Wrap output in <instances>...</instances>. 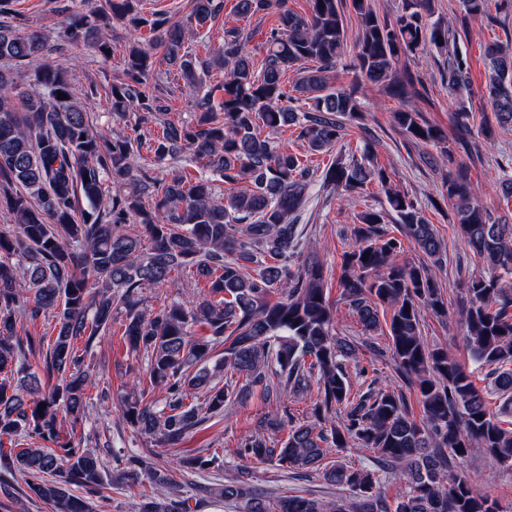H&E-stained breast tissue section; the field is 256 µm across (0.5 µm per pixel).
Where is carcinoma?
<instances>
[{
	"label": "carcinoma",
	"instance_id": "obj_1",
	"mask_svg": "<svg viewBox=\"0 0 512 512\" xmlns=\"http://www.w3.org/2000/svg\"><path fill=\"white\" fill-rule=\"evenodd\" d=\"M192 2L189 22L197 28L223 7L221 0ZM287 2L236 0L240 18L277 17L258 61L235 27L224 29L223 45L209 61H198L184 51L188 28L162 14L145 15L137 0H102L93 11L69 16L66 41L91 46L102 57L110 55V45L100 36L101 23L125 20L132 27L123 69L106 92L119 115L165 114L151 82L152 50L178 64L195 120H165L158 135L137 122L116 137L95 133L69 75L44 62L48 40L0 23V61L32 65L34 86L18 109L13 73L0 70V210L13 221L0 227V494L11 496L21 480L53 512H99L90 497L108 501L104 490L121 491L143 477L156 493L143 497L138 512H191L171 470L130 455L106 483L100 449L63 435L59 410L75 422L86 418L95 381L85 357L121 306L127 348L146 355L150 385L165 390L158 405L134 384L122 408L131 428L173 449L205 415L223 412L253 387L277 401L290 391L311 390L305 417L285 409L256 422L235 454L319 472L350 493L334 501L289 495L270 502L241 471L218 486L194 487L199 499L236 501L242 512H500L490 493L455 468L476 448L512 467V427H503L512 418V290L503 287L512 279V224L479 202L443 128L415 110L392 113L402 135L438 150L431 166L448 165L442 196L452 203L464 243L489 269V276L463 282L457 316L473 362L490 367L495 387L506 394L492 411L471 371L422 335L424 314L445 316L448 308L435 274L447 248L420 202L390 186L370 142L361 161L347 162L339 153L324 173L323 185L339 193H358L371 183L385 192L389 210L360 214L354 243L341 256L339 286L366 334L385 326L396 374L421 403L417 420L400 392L371 384L352 390L346 362L358 359L357 348L335 332L320 264L300 260L296 221L313 172L273 140L294 126L308 150L330 152L347 136V122L363 119L356 90L333 83L339 66L354 81L380 85L403 101L415 83L399 69L400 58L429 46L448 53V92L469 90L470 61L461 43L469 36L468 22L487 17L488 0H460L456 28L434 17V0H404L392 19L380 16L371 0H307L304 16ZM347 7L358 21L350 48ZM485 57L493 118L461 102L452 123L488 142L497 130L512 129V40L486 46ZM213 66L224 69V80L209 87L204 75ZM289 70L295 96L283 85ZM301 97L308 105L303 110L296 105ZM145 143L153 152L150 167L136 165ZM184 157L219 175L223 196H216L208 176L185 168L168 179L154 175L153 166ZM390 215L404 239L384 227ZM405 239L427 263L399 262ZM187 267L206 281V293L151 311L141 307L142 288H176L172 272ZM380 306L390 311L385 324ZM47 315L59 326L53 339L18 334L21 320ZM79 341L84 347H77ZM220 345L224 356L211 367ZM35 354L40 372L30 363ZM221 369L241 386L212 383ZM191 390L202 391L204 401L187 402ZM281 427L286 437H265L266 430ZM330 448L374 453L401 471L404 485L389 498L381 491L380 470L329 466ZM223 465L219 456L199 452L180 456L177 469L195 473Z\"/></svg>",
	"mask_w": 512,
	"mask_h": 512
}]
</instances>
